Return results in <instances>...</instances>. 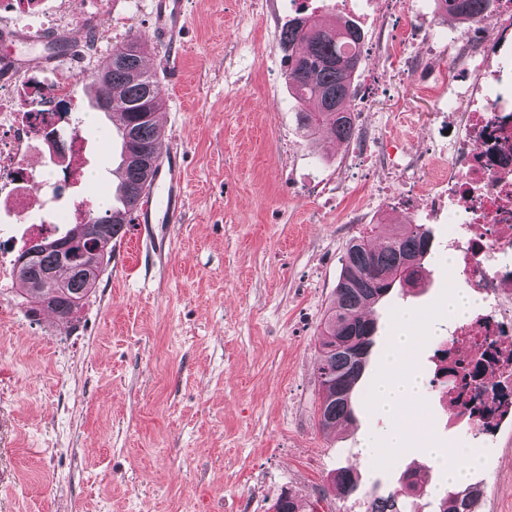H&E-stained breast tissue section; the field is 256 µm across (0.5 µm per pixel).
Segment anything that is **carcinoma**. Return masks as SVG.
<instances>
[{"instance_id":"obj_1","label":"carcinoma","mask_w":512,"mask_h":512,"mask_svg":"<svg viewBox=\"0 0 512 512\" xmlns=\"http://www.w3.org/2000/svg\"><path fill=\"white\" fill-rule=\"evenodd\" d=\"M493 0H436L440 10L455 18L470 20L488 13ZM279 44L288 57V88L302 105L298 125L310 138L324 137L346 142L355 134L351 99L355 72L361 58L363 36L353 23L324 27L302 16L288 22L279 35ZM146 45L130 37L112 47V53L92 74L95 90L92 108L106 98L112 109L124 114L122 163L114 196L122 207H135L146 197L150 177L160 158L162 135L155 121L160 94L156 76L144 65ZM108 225L106 237L95 233V222ZM121 237L115 208L86 211L80 224H73L55 238H45L27 247L15 262L20 291L32 316L48 310L71 321L74 311L89 298L99 277L87 279L76 269L77 256L63 246L76 238L77 250L107 268L112 251L107 246ZM432 237L422 224H399L393 233L374 243L364 236L354 237L342 257V274L336 297L326 310L319 351V424L326 429L341 420L354 418L353 397L374 345L377 322L366 311L392 293H401L424 281L425 260L431 252ZM415 259L414 266L404 258ZM54 271V280L46 272ZM343 498L357 497L358 477L348 468L334 476ZM476 487L448 490L434 512H476L470 499ZM365 512H406L405 502L395 493L367 501Z\"/></svg>"}]
</instances>
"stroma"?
Returning <instances> with one entry per match:
<instances>
[{
  "instance_id": "obj_1",
  "label": "stroma",
  "mask_w": 512,
  "mask_h": 512,
  "mask_svg": "<svg viewBox=\"0 0 512 512\" xmlns=\"http://www.w3.org/2000/svg\"><path fill=\"white\" fill-rule=\"evenodd\" d=\"M152 13V0H112L94 24L113 43L133 34L148 43L184 205L174 222L129 226L74 322L28 315L15 280L0 282V512H274L284 492L300 512H345L330 482L342 466L356 469L370 497L399 490L408 468L440 481L414 441L391 460L361 458L364 441L392 425L375 413L370 389L406 309L423 317L409 368L428 388L427 438L476 457L466 481L482 490L478 512H512V420L489 438L448 427L431 389L448 297L463 281L442 262L447 225L427 222V172L406 176L407 203L375 201L352 144L299 131L279 46L298 14L290 0H267L262 11L253 0H188L172 54ZM315 15L364 34L351 102L361 124L398 127V156L422 154L431 139L418 127L447 111V90L420 93L417 78L384 65L371 0H318ZM73 94L88 167L111 182V119L91 112L84 78ZM403 116L410 125L400 126ZM410 222L429 226L431 275L374 307L355 419L321 429L320 324L346 247Z\"/></svg>"
}]
</instances>
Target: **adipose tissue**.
I'll use <instances>...</instances> for the list:
<instances>
[{"label":"adipose tissue","mask_w":512,"mask_h":512,"mask_svg":"<svg viewBox=\"0 0 512 512\" xmlns=\"http://www.w3.org/2000/svg\"><path fill=\"white\" fill-rule=\"evenodd\" d=\"M420 342L416 315L401 314L391 349L384 362L383 373L372 394V403L377 410L395 417L405 405L420 400L422 384L418 376L407 367Z\"/></svg>","instance_id":"adipose-tissue-1"}]
</instances>
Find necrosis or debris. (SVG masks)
Returning <instances> with one entry per match:
<instances>
[{
	"label": "necrosis or debris",
	"instance_id": "1",
	"mask_svg": "<svg viewBox=\"0 0 512 512\" xmlns=\"http://www.w3.org/2000/svg\"><path fill=\"white\" fill-rule=\"evenodd\" d=\"M64 16L60 0L51 6L45 0H14L0 24L33 20L57 29ZM392 16L399 25L397 33L384 36L389 67L408 71L418 66L422 56L409 51L415 43L426 55L455 62L439 80L417 85L427 94L442 85L455 92L448 101V135L420 164L434 179L428 214L452 224L450 242L464 284L482 304L455 325L438 365L456 373L448 403L489 433L501 418L512 416V0H498L495 11L474 28L457 32L420 22L397 0H377L379 25ZM76 75V68L65 64L46 77L26 75L0 85L1 225L35 214L38 238L55 225L81 222L91 205L89 195L64 209L53 196L33 193L55 172L75 185L83 181L85 136L73 118L76 107L69 93ZM479 81L495 87L494 97L478 99ZM23 97L36 98L38 108L19 111ZM36 150L47 151L46 170L27 166Z\"/></svg>",
	"mask_w": 512,
	"mask_h": 512
}]
</instances>
